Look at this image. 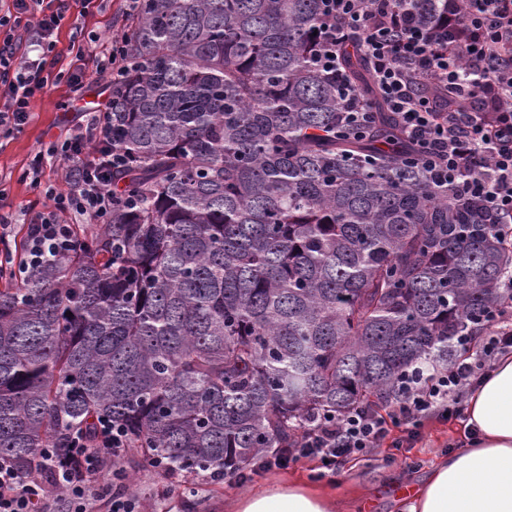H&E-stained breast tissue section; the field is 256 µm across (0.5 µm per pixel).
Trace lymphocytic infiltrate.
Returning a JSON list of instances; mask_svg holds the SVG:
<instances>
[{"label": "lymphocytic infiltrate", "instance_id": "obj_1", "mask_svg": "<svg viewBox=\"0 0 512 512\" xmlns=\"http://www.w3.org/2000/svg\"><path fill=\"white\" fill-rule=\"evenodd\" d=\"M424 0H324L322 42L315 65L326 72L336 64V43L353 35L355 51L370 64L380 96L397 116L413 158L437 184L453 195L483 201L499 223L504 241L512 242V0H450L447 10L428 26L417 15ZM69 0H10L0 14V132H21L34 104L50 85L64 79L81 89L91 74L117 80L128 67L119 39L100 47L78 38V66L61 70L55 52L58 30ZM434 86L447 95L439 109L426 94ZM120 159L112 147L109 111L84 113L63 140L39 150L21 177L44 188L48 206L16 218L0 195V241L16 222L26 226L21 267L68 254L74 246L67 213L106 224L112 217V167ZM68 168L66 187H43L48 165ZM481 352L471 353L468 337H457V355L444 367H431L403 378L385 408L363 407L339 418L311 425L294 447L259 458L253 471L311 459L328 473L392 447L405 453L419 437L423 418L434 410L462 416L466 399L512 353V270L504 276L499 310L482 326ZM407 425L406 436L391 439L392 427ZM96 448H73L66 462H50L47 473L19 476L0 462V512H52L63 498L70 512H93L107 499L110 512H140L112 459L127 446L123 433L100 421Z\"/></svg>", "mask_w": 512, "mask_h": 512}]
</instances>
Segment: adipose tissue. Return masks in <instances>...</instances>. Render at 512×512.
I'll use <instances>...</instances> for the list:
<instances>
[{"instance_id":"1","label":"adipose tissue","mask_w":512,"mask_h":512,"mask_svg":"<svg viewBox=\"0 0 512 512\" xmlns=\"http://www.w3.org/2000/svg\"><path fill=\"white\" fill-rule=\"evenodd\" d=\"M468 447L442 457L403 501V512H512V356L502 358L470 398ZM310 486L244 495L237 512H335Z\"/></svg>"}]
</instances>
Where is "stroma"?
<instances>
[{
	"mask_svg": "<svg viewBox=\"0 0 512 512\" xmlns=\"http://www.w3.org/2000/svg\"><path fill=\"white\" fill-rule=\"evenodd\" d=\"M121 5V0H112L111 7L88 13L82 0H70L69 18L60 26L57 37L61 69H69L75 62L73 24L84 25L98 35L101 43H108L122 24ZM110 99L109 82L104 78L91 79L76 92L60 83L36 105L21 133L0 134V187L5 189L16 213L41 208L45 202L43 195L20 178L34 153L64 135L77 122L80 112L104 109ZM467 439L463 420L433 418L425 422L421 440L403 460L386 461L387 451L382 448L333 475H322L317 461L302 460L285 469L254 474L243 486L230 479L209 482L199 477L188 480L181 489L174 488L153 468L142 466L130 493L144 503L148 512H236L235 504L243 494L300 484L332 495L338 502V512H401L400 488L418 483L442 456L464 447Z\"/></svg>",
	"mask_w": 512,
	"mask_h": 512,
	"instance_id": "35a3bbf8",
	"label": "stroma"
}]
</instances>
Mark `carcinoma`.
<instances>
[{
	"instance_id": "carcinoma-1",
	"label": "carcinoma",
	"mask_w": 512,
	"mask_h": 512,
	"mask_svg": "<svg viewBox=\"0 0 512 512\" xmlns=\"http://www.w3.org/2000/svg\"><path fill=\"white\" fill-rule=\"evenodd\" d=\"M322 0H141L112 86V221L23 278L0 271V461L122 426L124 456L235 474L320 417L382 403L448 361L512 267L494 217L410 161L373 101L340 137L313 64Z\"/></svg>"
}]
</instances>
